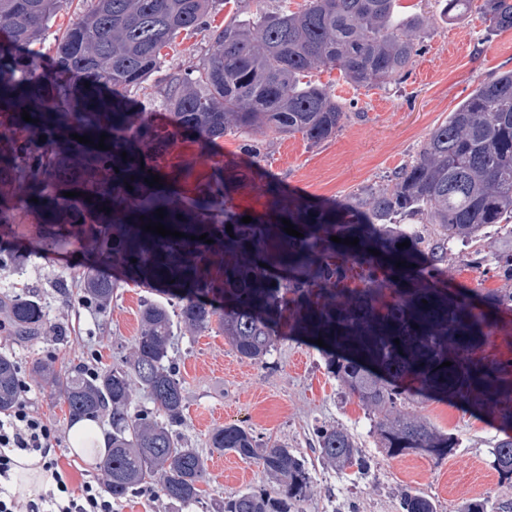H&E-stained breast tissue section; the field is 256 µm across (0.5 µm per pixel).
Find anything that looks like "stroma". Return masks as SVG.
I'll return each instance as SVG.
<instances>
[{
  "label": "stroma",
  "mask_w": 512,
  "mask_h": 512,
  "mask_svg": "<svg viewBox=\"0 0 512 512\" xmlns=\"http://www.w3.org/2000/svg\"><path fill=\"white\" fill-rule=\"evenodd\" d=\"M288 3L302 8L306 0H224L208 18V28L180 34L162 52L160 65L148 81L156 87L167 74L188 71L205 56L212 27L227 16L253 18ZM408 14L432 16L433 29L403 80L384 87H354L338 70L320 68L313 78L332 87L347 107L342 130L312 145L302 135L246 133L227 136L208 148L185 142L162 160V172L184 195L193 197L215 167L234 161L245 175L228 197L240 212L262 216L271 197L265 181L281 187L285 198L303 197L332 205L344 202L359 189L378 184L423 146L433 128L483 80L512 70V29L490 31L478 12L453 21L441 18L437 0H399ZM260 157H253L252 146ZM14 223L0 224V298L30 291L38 295L46 323L35 338L23 341L0 331V354L10 356L30 387L32 406L56 427L61 443H68L72 424L66 404L50 383L31 375L35 362L57 371L89 365L103 371L132 353L140 330V312L147 302L160 300L156 289L126 280L113 272L118 288L107 310L81 297L78 280L87 273L95 244L73 239L63 253L40 247L46 228L21 199L11 203ZM28 252L24 265L12 264L13 250ZM491 250L478 244L464 251V262L450 266V291L499 287L485 275ZM170 354L185 397V418L178 432L189 447L206 460L207 495L225 497L248 487L271 489L256 464L209 446V437L227 424L248 427L260 438L288 444L312 461L313 484L302 512H399V492L416 488L430 495L438 512H458L467 499L489 496L512 499V484L499 481L492 468L493 443L512 427L489 412L459 401L431 399L418 414L440 432L452 436L456 448L448 458L388 457L369 433L367 416L357 401L345 400L324 355L307 341L281 334L264 363L240 360L216 329L197 332L177 327ZM335 423L352 432L367 460L364 470L340 473L318 462L312 448L314 429Z\"/></svg>",
  "instance_id": "35a3bbf8"
}]
</instances>
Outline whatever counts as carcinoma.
Listing matches in <instances>:
<instances>
[{"instance_id": "1", "label": "carcinoma", "mask_w": 512, "mask_h": 512, "mask_svg": "<svg viewBox=\"0 0 512 512\" xmlns=\"http://www.w3.org/2000/svg\"><path fill=\"white\" fill-rule=\"evenodd\" d=\"M437 2L444 17L475 9L490 30L512 29V0ZM214 4L90 0L56 39L47 74L31 46L43 40L58 0H0V127L7 129L0 135V224L13 223L5 204L19 195L48 227L42 248L64 252L74 233L91 239L100 272L82 277L81 289L101 309L117 288L104 273L110 267L178 299L173 314L158 302L143 305L129 357L92 379L73 368L50 380L71 417L112 415V447L99 466L112 498L148 492L191 506L205 496L203 457L176 431L184 421L169 353L177 324L200 332L216 324L241 360L258 364L278 340L277 322L289 316V330L327 345L342 392L366 411L375 444L389 457L441 460L452 453L453 437L409 410L433 392L475 399L512 423V370L480 355L486 323L499 310L512 311V228L493 241V276L503 287L482 294L488 311L435 287L455 243L467 246L487 238L489 228L512 225V70L480 82L415 159L387 183L355 194L350 211L277 200L267 218L243 223L226 203L223 168L188 199L164 178L153 187L144 182L159 173L154 159L181 139L204 148L246 130L322 143L342 129L347 112L311 73L336 69L366 88L402 79L431 19L404 14L398 0H306L297 11L284 7L254 20L233 15L212 31L198 67L166 78L161 97L171 127L129 111L128 92L146 90L162 49L207 25ZM74 74L82 85L71 82ZM25 111L33 121L22 119ZM102 134L105 150L98 148ZM284 218L302 237L285 235L286 248L273 259L262 244ZM149 223L184 236L150 234ZM204 233L213 243L199 239ZM333 236L359 242L335 243ZM403 242L410 246L397 247ZM223 250L234 261L215 270L213 255ZM7 315L21 339L46 323L40 299L26 292L7 301ZM446 361L451 366H442ZM20 382L14 361L0 355V410L18 399ZM141 391L146 405L137 400ZM315 436L323 465L364 468L346 428L323 424ZM210 447L256 464L276 489L238 491L213 500L209 512H299L308 498L307 462L287 444L229 424L212 433ZM490 454L499 478L511 482L512 437ZM399 505L401 512H437L430 496L411 488ZM460 512H512V500L472 498Z\"/></svg>"}]
</instances>
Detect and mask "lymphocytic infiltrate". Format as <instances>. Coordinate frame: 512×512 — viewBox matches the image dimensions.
I'll use <instances>...</instances> for the list:
<instances>
[{"instance_id": "lymphocytic-infiltrate-1", "label": "lymphocytic infiltrate", "mask_w": 512, "mask_h": 512, "mask_svg": "<svg viewBox=\"0 0 512 512\" xmlns=\"http://www.w3.org/2000/svg\"><path fill=\"white\" fill-rule=\"evenodd\" d=\"M20 390V397L0 415V512H112V501L99 481L73 484L60 467L55 426L29 403L28 385ZM20 453L39 456L43 470L53 477L48 491L26 502L7 489L14 458Z\"/></svg>"}]
</instances>
